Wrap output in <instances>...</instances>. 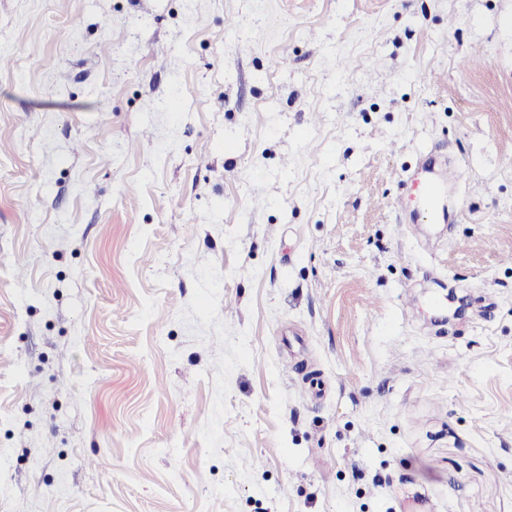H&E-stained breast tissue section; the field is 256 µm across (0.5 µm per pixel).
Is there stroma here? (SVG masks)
I'll return each instance as SVG.
<instances>
[{
	"instance_id": "obj_1",
	"label": "stroma",
	"mask_w": 512,
	"mask_h": 512,
	"mask_svg": "<svg viewBox=\"0 0 512 512\" xmlns=\"http://www.w3.org/2000/svg\"><path fill=\"white\" fill-rule=\"evenodd\" d=\"M508 244L512 0H0V512H512ZM427 170L414 171L404 177L406 199H414L420 204L418 213L432 222L446 220V214L443 210L440 212L438 206L444 195L443 186L432 177H424L421 172Z\"/></svg>"
}]
</instances>
